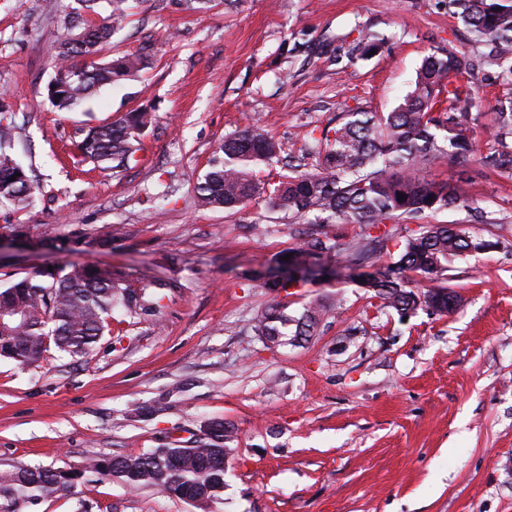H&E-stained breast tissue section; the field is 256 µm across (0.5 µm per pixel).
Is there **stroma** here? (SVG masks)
I'll use <instances>...</instances> for the list:
<instances>
[{"label": "stroma", "instance_id": "stroma-1", "mask_svg": "<svg viewBox=\"0 0 512 512\" xmlns=\"http://www.w3.org/2000/svg\"><path fill=\"white\" fill-rule=\"evenodd\" d=\"M75 6L0 0L12 152L39 185L33 208H0L34 241L6 251L0 282L46 262H89L159 281V303L114 312L86 357L53 348L31 366L0 358V462L74 468L197 438L219 418L233 438L210 512H512V173L450 161L427 171L472 183L470 206L432 223L498 243L449 268L459 309L403 318L345 276L315 278L283 301L291 317L323 306L315 336L270 347L252 320L275 297L251 275L307 221L261 199L234 215L202 210L194 190L247 122L298 155L307 126L391 111L431 49L467 41L448 0H134L102 56L141 54L147 68L59 112L48 85ZM365 33L383 38L377 54L332 60ZM145 107L157 121L124 172L82 160L81 130ZM103 224L122 235L100 243ZM61 240L66 251H55ZM139 404L149 414L134 416ZM30 512L198 510L99 480Z\"/></svg>", "mask_w": 512, "mask_h": 512}]
</instances>
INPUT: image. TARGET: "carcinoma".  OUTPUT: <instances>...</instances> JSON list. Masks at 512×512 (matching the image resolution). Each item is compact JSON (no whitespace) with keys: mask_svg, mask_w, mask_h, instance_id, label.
<instances>
[{"mask_svg":"<svg viewBox=\"0 0 512 512\" xmlns=\"http://www.w3.org/2000/svg\"><path fill=\"white\" fill-rule=\"evenodd\" d=\"M108 21L77 14L79 32L57 46L58 65L49 90L53 107L66 112L90 100L105 86L131 76L148 61L124 54L104 63L90 61L107 45L129 10L128 0H105ZM448 14L467 30L469 50L450 44L426 55L408 92L390 112L360 109L336 114V124L312 128L298 155L281 156L282 148L267 129L247 124L224 137L222 157L195 183L199 204L235 214L266 197L278 212L314 223L297 236L296 244L273 255L285 276L264 283L276 293L288 292L291 270L321 278L336 276V267L357 271L391 255L394 230L375 235L387 220L414 223L406 229L397 260L384 275L357 278L372 291L381 309L396 312L419 301V309L446 315L448 287L426 286L448 272V264L469 253L496 246L472 238L452 224H429L434 213L471 202V183L428 180L424 169L447 160L462 166L473 160L500 171H512V0H448ZM381 40L363 35L350 53L370 56ZM491 68L507 92L499 99L493 126L486 131L492 151L478 154V86L473 78ZM155 123L148 110L121 117L82 132L76 149L95 167L118 173L134 158L136 143ZM15 126L5 101H0V144L12 139ZM282 166L275 183L257 175L262 167ZM22 166L0 149V206L14 212L31 206L37 186L12 180ZM403 200H398V194ZM337 224H359L363 233L340 241ZM290 259H285L286 255ZM153 282L129 284L112 267L94 263L33 267L24 276L0 286V357L22 365L38 362L52 346L73 358L93 350L109 328L112 311L139 315L154 305ZM321 306H311L296 321L294 336L310 337L322 318ZM287 321L283 305L274 302L253 319L255 335L269 343L281 336ZM232 431L224 421L204 425V437L190 448H154L136 455L91 458L70 469L6 464L0 466V512H26L37 502L60 494H75L90 480L117 478L132 490L157 488L200 508L224 491L227 442Z\"/></svg>","mask_w":512,"mask_h":512,"instance_id":"1","label":"carcinoma"}]
</instances>
